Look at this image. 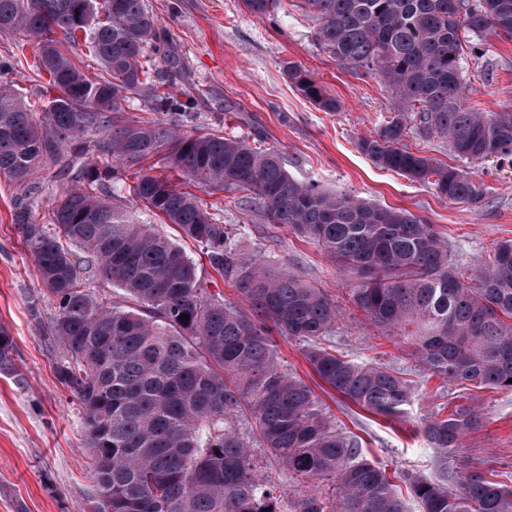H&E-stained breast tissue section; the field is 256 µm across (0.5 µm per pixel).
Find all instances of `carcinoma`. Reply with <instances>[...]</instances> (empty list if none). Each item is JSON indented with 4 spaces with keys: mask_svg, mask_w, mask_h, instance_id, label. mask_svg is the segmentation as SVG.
<instances>
[{
    "mask_svg": "<svg viewBox=\"0 0 512 512\" xmlns=\"http://www.w3.org/2000/svg\"><path fill=\"white\" fill-rule=\"evenodd\" d=\"M263 18L275 0H242ZM317 45L388 89L392 112L358 140L380 168L433 180L453 203L483 195L473 172L410 148L445 141L456 158L512 166V108L466 97L484 38L512 39V0H302ZM0 33L35 47L46 100L19 91L22 66L0 55V177L28 188L14 223L44 286L54 371L76 401L89 450L94 512H512V485L477 471L433 481L390 471L336 429L322 401L277 359L275 330L299 341L319 379L365 412L394 418L412 398L401 372L356 363L331 347L343 303L235 245L221 209L185 189L236 197L312 241L354 274L349 303L383 334L400 336L422 372L450 382L512 388V240L477 268L448 256L435 227L406 209L323 192L288 175L279 150L214 130L188 135L200 90L148 0H0ZM82 47L94 72L72 58ZM288 82L324 112L339 111L313 73L290 61ZM185 100H180L179 96ZM138 99L150 117L128 120ZM159 155L175 178L132 168ZM68 181L31 221L35 174ZM129 201L193 241L212 271L245 300L210 291L196 263L156 224H137ZM110 284L122 291H104ZM186 314L184 320L180 315ZM0 331V372L12 370ZM478 422L458 407L422 424L441 455ZM258 441L283 484L259 471ZM321 481L333 493L307 491Z\"/></svg>",
    "mask_w": 512,
    "mask_h": 512,
    "instance_id": "obj_1",
    "label": "carcinoma"
}]
</instances>
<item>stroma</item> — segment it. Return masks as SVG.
Listing matches in <instances>:
<instances>
[{"label":"stroma","instance_id":"1","mask_svg":"<svg viewBox=\"0 0 512 512\" xmlns=\"http://www.w3.org/2000/svg\"><path fill=\"white\" fill-rule=\"evenodd\" d=\"M149 3L185 61L190 84L208 92L196 106L195 132L220 130L253 146L277 147L298 181L409 210L435 225L452 260L466 266L483 263L494 243L512 240L511 165L470 163L484 194L472 203H452L432 183L379 168L358 151L359 137L387 120L391 98L380 83L339 66L317 47L314 22L302 6H279L259 19L241 0ZM486 48V71L473 73L467 97L496 112L512 105V40L491 34ZM288 61L309 69L340 101V111H321L301 97L283 72ZM25 192L0 178V329L13 342V370L0 372V512H91L92 471L81 414L55 375L49 324L31 314L32 304L42 300V284L12 220L15 201ZM224 221L239 225L240 251L261 255L272 269H289L332 295H347L350 275L286 226L232 205L225 207ZM331 341L356 362L376 360L399 369L413 388L400 416L368 414L321 383L298 342L277 338L281 365L311 386L337 425L361 438L367 458L430 478L478 470L512 484V390L463 387L422 374L406 343L380 334L352 308ZM460 406L479 409L482 420L440 459L419 426Z\"/></svg>","mask_w":512,"mask_h":512}]
</instances>
